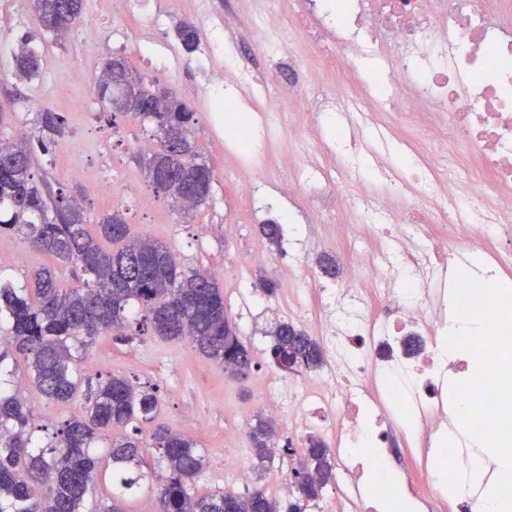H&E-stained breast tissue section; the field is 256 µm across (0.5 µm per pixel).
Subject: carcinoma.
Listing matches in <instances>:
<instances>
[{
	"mask_svg": "<svg viewBox=\"0 0 512 512\" xmlns=\"http://www.w3.org/2000/svg\"><path fill=\"white\" fill-rule=\"evenodd\" d=\"M37 22L56 35L84 19V0H33ZM20 41L14 56L20 77L39 74L40 56ZM111 81L97 87L102 107L112 117V102L124 99L126 113L148 122L157 133L159 148L140 159L146 180L175 206L188 213L206 203L214 174L201 160L193 140L195 112L182 99L161 93L139 79L137 92L128 94L122 78L124 57L103 62ZM37 134L11 142L0 140V231L17 232L33 250L47 253L80 269L82 283L59 287L48 268L37 270L21 287L0 273V512H126L119 502L104 511L85 508L99 461L93 449L107 439L112 427L147 421L158 409L155 393L126 377H97L83 413L66 420L55 440L44 444L30 430L18 390L9 387L8 359L21 354L29 362L30 380L49 400L69 402L81 382L78 353L102 336L129 338V331L152 332L168 339H187L208 360L235 364L248 376L250 349L238 328L227 320L224 294L206 270H185L171 250L148 239L126 240L127 222L116 209L98 220L101 235L124 242L116 252L104 251L86 228L83 207L75 196L58 193L44 198L31 173L33 156L49 152L65 132V118L46 110L36 117ZM269 356L287 373L293 365L316 369L323 363L319 343L288 322L272 326ZM249 438L259 467L272 461L277 443L271 419L256 416ZM158 463L166 475L157 491L158 512H307L333 479L329 448L308 439L299 465L312 476L304 490H292L285 500L270 498L260 489L243 494L214 491L197 494L193 484L205 457L189 436L158 429L152 433ZM112 480L130 493L139 487L143 464L141 429L109 444Z\"/></svg>",
	"mask_w": 512,
	"mask_h": 512,
	"instance_id": "carcinoma-1",
	"label": "carcinoma"
}]
</instances>
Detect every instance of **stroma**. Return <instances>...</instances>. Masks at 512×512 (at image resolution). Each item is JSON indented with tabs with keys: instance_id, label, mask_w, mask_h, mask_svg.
I'll return each mask as SVG.
<instances>
[{
	"instance_id": "stroma-1",
	"label": "stroma",
	"mask_w": 512,
	"mask_h": 512,
	"mask_svg": "<svg viewBox=\"0 0 512 512\" xmlns=\"http://www.w3.org/2000/svg\"><path fill=\"white\" fill-rule=\"evenodd\" d=\"M144 6L164 15L158 39L167 46L168 67L151 62L136 25L113 28L108 2L99 12H85L83 22L60 39L38 28L32 0H0V138L14 139L20 133L35 132V116L41 110L62 113L65 133L48 153L39 154L33 166L36 180L47 183L51 190L75 194L92 227L103 214L121 208L130 236H147L166 244L178 253L182 266L206 268L215 276L224 293V306L253 354V367L246 379L229 378L222 367L200 355L189 342L148 334L136 336L130 343L110 337L98 340L80 361L79 370L91 377L100 373L122 375L149 388L156 394L159 408L153 421L141 423L143 437H150L161 427L190 435L206 460L196 491L239 492L242 484L224 471V451L237 448L244 457L252 455L247 429L251 419L265 411L266 377L273 371L266 353L267 332L278 314L272 310L269 297L253 309L250 318H241L238 308L247 285L256 286L265 279L280 281L284 269L293 264L288 243L271 244L259 226L270 220L298 224L304 235L320 239L324 227L308 223L305 211L312 206L332 210L335 193L328 190L305 200L288 194L291 174L279 170L276 155L281 141L288 139L297 113H279L275 134L268 138L264 135L265 121L260 120L247 97H239L240 115L251 124L255 135L261 136L264 146L256 166L247 169L240 151L226 146L223 130L211 120L213 104L202 93L190 105L198 119L195 141L215 176L210 197L186 215L173 207L169 197L155 194L138 164L156 146L153 128L130 116L110 118L94 86L70 85L75 69L98 74L103 60L114 54L123 55L134 74L178 98L185 85L201 82L196 56L184 50L177 28L182 22L192 21L197 42L203 45L210 37L212 18L191 17L186 6L176 5L173 0H145ZM25 35L30 36L32 46L42 56L39 74L29 80L14 74V54ZM67 154L88 171V179L70 176L63 161ZM249 180L264 189V199L256 210L243 189ZM142 193L152 195L154 201L153 208L146 212L137 210L135 204ZM245 253L252 255L254 262L238 267L237 260ZM42 265L54 267L60 287L74 286L71 266L33 251L20 235L0 233V271L23 283ZM14 369L15 387L41 439L50 440L61 422L81 413L83 397L65 404L44 397L29 381L24 358H17Z\"/></svg>"
}]
</instances>
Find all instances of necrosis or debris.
<instances>
[{
	"label": "necrosis or debris",
	"instance_id": "1",
	"mask_svg": "<svg viewBox=\"0 0 512 512\" xmlns=\"http://www.w3.org/2000/svg\"><path fill=\"white\" fill-rule=\"evenodd\" d=\"M247 19L266 36L264 52L287 64L268 97L287 111L310 86L308 33H319V65L328 86L295 127L320 134L346 103L362 122L397 135L403 170L376 163L357 173L354 153L321 140L315 156L283 153L296 174L289 193L333 171L336 207L357 243L343 275L326 282L284 277L300 305L319 292L320 311L306 321L322 341L324 371L266 389L269 412L296 439H325L336 457L338 493L321 512H376L361 493L371 482L391 490L387 450L396 438L433 448L423 487L465 472L482 443L512 435V409L500 391V354L512 309L498 289L467 273L471 251L512 273V0H245ZM291 19L300 44L284 36ZM373 59L375 79L361 63ZM484 332L464 340V356L446 341L461 321ZM460 376V407L446 395L447 374Z\"/></svg>",
	"mask_w": 512,
	"mask_h": 512
}]
</instances>
